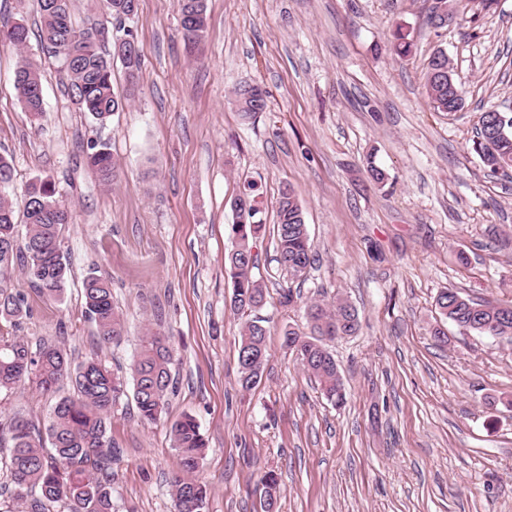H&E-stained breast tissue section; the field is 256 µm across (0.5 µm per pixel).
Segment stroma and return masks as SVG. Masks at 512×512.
Masks as SVG:
<instances>
[{
  "label": "stroma",
  "instance_id": "1",
  "mask_svg": "<svg viewBox=\"0 0 512 512\" xmlns=\"http://www.w3.org/2000/svg\"><path fill=\"white\" fill-rule=\"evenodd\" d=\"M206 32L185 40L176 0H139L130 21L141 53L137 83L114 65L124 111L103 125L79 112L55 58L37 40L22 53L44 74V110L24 112L13 86L18 53L0 44V156L16 170L23 205L31 179L55 183L73 222L64 233L71 274L57 300L22 271L16 330L61 342L73 362L97 354L127 374L147 329L173 348L176 392L160 420L141 425L133 401L112 412L115 512H174L179 456L171 424L193 415L207 443L196 473L204 512H262L261 477L274 472L279 512H512V341L441 322L436 298L452 289L512 301V177L490 175L473 149L480 112L512 104V0H467L443 29L427 25L433 0H206ZM412 53L392 50L396 27ZM444 51L462 92L435 111L423 86ZM260 84L268 107L243 121L234 89ZM108 142L119 177L104 185L85 163ZM385 169L370 182L368 162ZM255 184L262 218L291 185L315 262L293 280L257 248L269 290L260 315L271 333L260 382L241 391L242 313L230 305L224 257L232 200ZM112 282L125 320L121 341L98 344L83 308L90 272ZM294 303L282 306L281 289ZM348 299L361 328L330 342L347 392L343 406L283 348L308 303ZM52 403L19 389L0 418L43 425Z\"/></svg>",
  "mask_w": 512,
  "mask_h": 512
}]
</instances>
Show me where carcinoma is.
Masks as SVG:
<instances>
[{
    "mask_svg": "<svg viewBox=\"0 0 512 512\" xmlns=\"http://www.w3.org/2000/svg\"><path fill=\"white\" fill-rule=\"evenodd\" d=\"M35 5L42 49L60 62L67 95L93 121L106 122L123 109L122 99L112 90V60H120L127 80L134 83L139 79L141 54L129 29L123 30L122 45H112L110 52L105 51V40L96 38L93 31L114 23L121 25L134 17L138 0H103L101 19L81 28L72 21V0H35ZM177 6L185 35L193 40L204 37L205 0H177ZM0 39L21 50L28 29L22 23L5 25L0 28ZM14 86L24 111L34 116L43 112V74L23 55ZM424 87L438 111L455 110L458 97L448 90V79L437 72L434 57L427 64ZM234 96L244 120L267 109V92L258 85H241ZM485 120L486 116L480 115L475 151L491 174L511 171L512 113L498 112L501 132L491 141L486 137ZM86 162L103 183L116 180L118 169L107 144L90 142ZM14 180L13 165L0 156V393H11L23 385L54 398L45 427L52 454L46 453L34 425L23 416H15L0 429L9 443L0 465L9 473L8 490L22 512H113L112 407L130 395L139 420L156 422L174 389L172 349L161 332L148 331L130 365L129 393L124 378L98 357L74 366L58 344L41 340L32 345L12 332L25 312L24 299L9 291L15 266L22 267L43 297H60L69 272L62 249V228L71 221L70 212L56 198L55 187L41 178L28 182L22 214H16L9 194ZM243 197L247 209L232 224L235 245L227 264L233 307L244 313L265 302L267 289L255 275L258 262L246 258L265 234L260 201L252 191ZM276 214V261L289 276L301 277L314 257L303 208L291 187L280 190ZM84 306L101 344L122 337L124 322L114 305L110 280L89 274L84 281ZM436 306L443 319L467 333L512 341V303H479L447 289L437 296ZM306 319L309 332L299 333L290 327L283 332V345L315 379L327 401L341 406L346 392L328 343L341 334L357 332L358 312L343 298L332 305L314 301L307 305ZM269 333L259 317L242 325L238 384L244 391L260 381L265 362L253 367L243 359V353L258 346L267 348ZM66 381L70 384L68 392L63 391ZM170 434L179 456V472L171 482L176 512H202L207 488L193 478L206 447L200 427L194 416L185 414L171 425Z\"/></svg>",
    "mask_w": 512,
    "mask_h": 512,
    "instance_id": "obj_1",
    "label": "carcinoma"
}]
</instances>
